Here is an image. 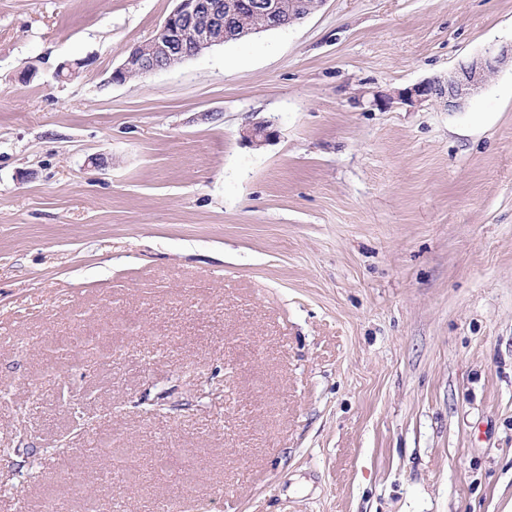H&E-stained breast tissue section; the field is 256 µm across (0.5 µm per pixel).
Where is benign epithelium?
<instances>
[{"label": "benign epithelium", "instance_id": "benign-epithelium-1", "mask_svg": "<svg viewBox=\"0 0 512 512\" xmlns=\"http://www.w3.org/2000/svg\"><path fill=\"white\" fill-rule=\"evenodd\" d=\"M261 13L274 18L275 9L266 0H177V6L166 17L150 40L132 47L111 80L124 82L132 74L146 76L168 69L173 63L193 58L215 45L224 44V12L236 10ZM507 62V53L486 50L446 78H433L398 92L399 100L412 106L439 102L449 110H459L473 95L485 89L490 78ZM269 125H256L244 133L255 146L268 142Z\"/></svg>", "mask_w": 512, "mask_h": 512}]
</instances>
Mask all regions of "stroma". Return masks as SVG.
<instances>
[{"label": "stroma", "mask_w": 512, "mask_h": 512, "mask_svg": "<svg viewBox=\"0 0 512 512\" xmlns=\"http://www.w3.org/2000/svg\"><path fill=\"white\" fill-rule=\"evenodd\" d=\"M175 5L0 0V512H512V68L397 97L512 0H324L111 82ZM505 51L487 49L448 78H433L398 92L399 100L412 106L439 102L448 110H459L473 95L485 89L490 78L507 62Z\"/></svg>", "instance_id": "35a3bbf8"}]
</instances>
